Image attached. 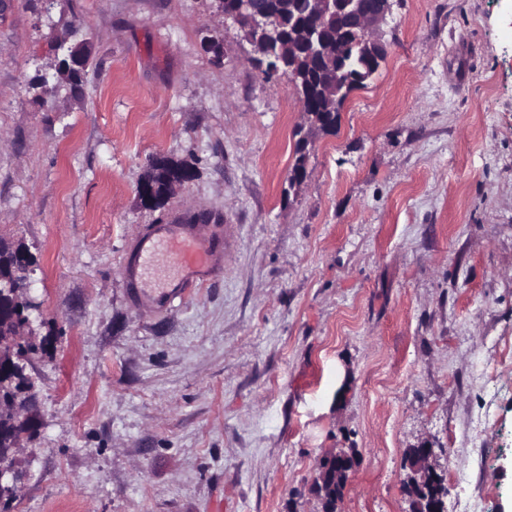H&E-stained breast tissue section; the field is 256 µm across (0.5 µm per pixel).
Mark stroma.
<instances>
[{
    "label": "stroma",
    "instance_id": "1",
    "mask_svg": "<svg viewBox=\"0 0 512 512\" xmlns=\"http://www.w3.org/2000/svg\"><path fill=\"white\" fill-rule=\"evenodd\" d=\"M376 78L313 134L214 0H7L0 236L38 263L36 433L12 512H409L428 443L447 512H512V0H391ZM85 42L81 94L46 92ZM223 53L214 57L210 42ZM198 175L142 207L149 161ZM219 215L220 267L163 309L126 294L150 224ZM325 457L330 460H335L336 466V479L335 468L332 466L324 472V480L322 481L324 468H320L318 477L316 479L317 487L320 493L324 494V484L331 486L334 484L335 488L329 494L323 496L324 501L321 502L322 512H338V502L342 500L343 487L336 489V484H345L348 481L349 474L354 467V456L352 452L340 450L337 452L329 453ZM336 481V483H335Z\"/></svg>",
    "mask_w": 512,
    "mask_h": 512
}]
</instances>
